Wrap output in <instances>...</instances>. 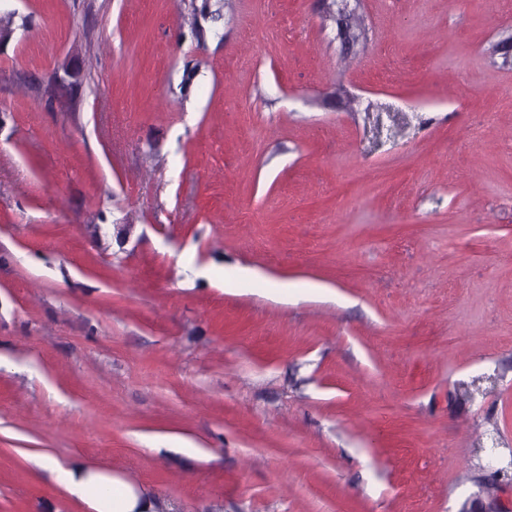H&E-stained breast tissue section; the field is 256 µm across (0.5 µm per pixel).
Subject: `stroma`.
<instances>
[{
  "label": "stroma",
  "mask_w": 512,
  "mask_h": 512,
  "mask_svg": "<svg viewBox=\"0 0 512 512\" xmlns=\"http://www.w3.org/2000/svg\"><path fill=\"white\" fill-rule=\"evenodd\" d=\"M348 6L0 0V512H512V0ZM43 464L72 496L93 512H168L164 501L113 472L82 465L62 468L49 459H44Z\"/></svg>",
  "instance_id": "1"
}]
</instances>
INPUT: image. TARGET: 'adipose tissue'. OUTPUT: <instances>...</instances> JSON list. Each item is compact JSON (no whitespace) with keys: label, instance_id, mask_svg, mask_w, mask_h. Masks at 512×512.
Returning a JSON list of instances; mask_svg holds the SVG:
<instances>
[{"label":"adipose tissue","instance_id":"obj_1","mask_svg":"<svg viewBox=\"0 0 512 512\" xmlns=\"http://www.w3.org/2000/svg\"><path fill=\"white\" fill-rule=\"evenodd\" d=\"M57 481L91 512H167L161 499L115 473L82 465L55 467Z\"/></svg>","mask_w":512,"mask_h":512}]
</instances>
